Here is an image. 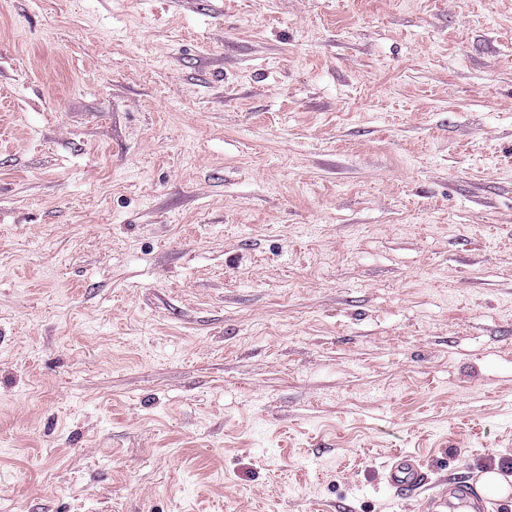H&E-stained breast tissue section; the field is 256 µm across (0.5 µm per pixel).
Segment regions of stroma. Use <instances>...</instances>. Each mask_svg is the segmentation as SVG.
<instances>
[{
	"mask_svg": "<svg viewBox=\"0 0 512 512\" xmlns=\"http://www.w3.org/2000/svg\"><path fill=\"white\" fill-rule=\"evenodd\" d=\"M512 477V0H0V512H418ZM386 483L398 495L413 496L421 493L429 483L427 473L416 456L407 452L393 455L386 469Z\"/></svg>",
	"mask_w": 512,
	"mask_h": 512,
	"instance_id": "obj_1",
	"label": "stroma"
}]
</instances>
